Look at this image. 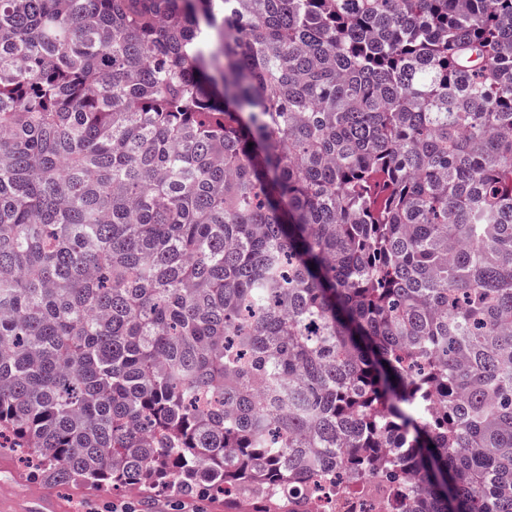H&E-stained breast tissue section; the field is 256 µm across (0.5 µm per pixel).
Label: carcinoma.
<instances>
[{"label":"carcinoma","mask_w":512,"mask_h":512,"mask_svg":"<svg viewBox=\"0 0 512 512\" xmlns=\"http://www.w3.org/2000/svg\"><path fill=\"white\" fill-rule=\"evenodd\" d=\"M0 448L512 512V0H0Z\"/></svg>","instance_id":"1"}]
</instances>
